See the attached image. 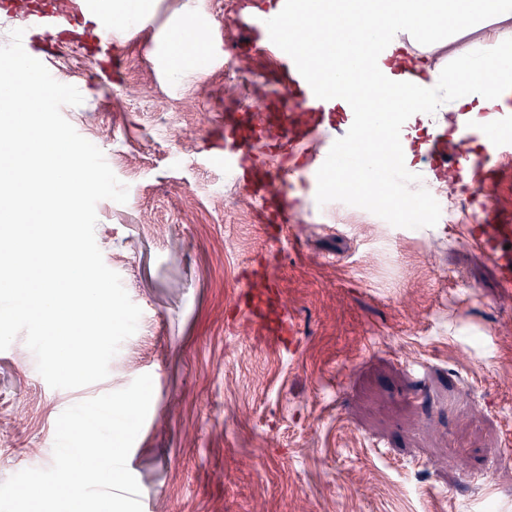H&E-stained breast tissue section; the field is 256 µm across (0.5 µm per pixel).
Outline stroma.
Returning <instances> with one entry per match:
<instances>
[{
  "label": "stroma",
  "mask_w": 512,
  "mask_h": 512,
  "mask_svg": "<svg viewBox=\"0 0 512 512\" xmlns=\"http://www.w3.org/2000/svg\"><path fill=\"white\" fill-rule=\"evenodd\" d=\"M268 3L153 0L103 62L90 36L30 33L83 96L64 117L128 187L98 203L95 238L142 316L78 389L50 388L23 338L0 351V482L51 465L67 407L147 373L127 460L143 512H512V297L465 225L293 177L287 223L267 224L224 175L226 114L277 103L275 55L234 24ZM189 13L211 62L180 82L165 57ZM262 268L296 329L276 349L243 317Z\"/></svg>",
  "instance_id": "35a3bbf8"
}]
</instances>
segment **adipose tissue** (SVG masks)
Here are the masks:
<instances>
[{
	"mask_svg": "<svg viewBox=\"0 0 512 512\" xmlns=\"http://www.w3.org/2000/svg\"><path fill=\"white\" fill-rule=\"evenodd\" d=\"M354 16L392 44L385 62L391 81L377 98L382 121L394 122L397 113L409 108L420 122L430 113L452 112L458 122L478 121L492 128L496 111L512 109V95L502 87L503 75L512 72L511 38H494L482 51L457 55L449 68L430 70V94L413 108L406 79L418 67L403 61L400 52L404 33L435 49L470 30L511 21L512 0H293L289 19L306 22L309 33L292 44L300 48L304 66L318 72L341 101L367 85L373 66L366 42L350 22ZM419 17L427 24L417 31L413 22ZM203 56L201 44L172 42L167 62L173 78H203Z\"/></svg>",
	"mask_w": 512,
	"mask_h": 512,
	"instance_id": "adipose-tissue-1",
	"label": "adipose tissue"
}]
</instances>
